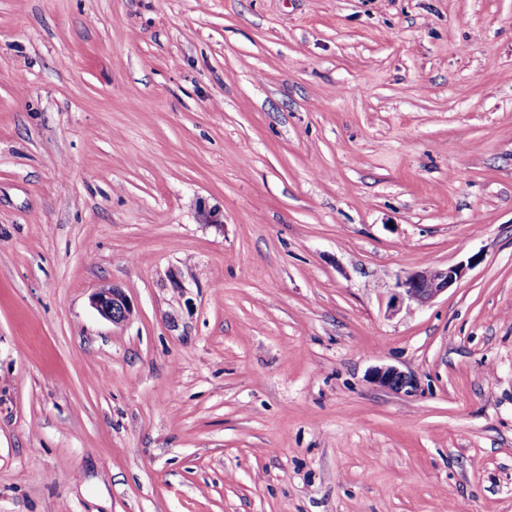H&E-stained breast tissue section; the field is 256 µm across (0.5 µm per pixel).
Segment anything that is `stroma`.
I'll list each match as a JSON object with an SVG mask.
<instances>
[{"instance_id": "35a3bbf8", "label": "stroma", "mask_w": 512, "mask_h": 512, "mask_svg": "<svg viewBox=\"0 0 512 512\" xmlns=\"http://www.w3.org/2000/svg\"><path fill=\"white\" fill-rule=\"evenodd\" d=\"M0 512H512V0H0ZM464 274L460 265L446 268L424 267L400 277L391 296L390 308L400 311L405 303L410 308L411 303L426 304L441 293L448 291ZM91 304L102 318L113 325H122L133 313L128 295L114 285L98 288L92 295ZM373 383L396 393L411 394L413 378L394 366L375 367L371 372Z\"/></svg>"}]
</instances>
